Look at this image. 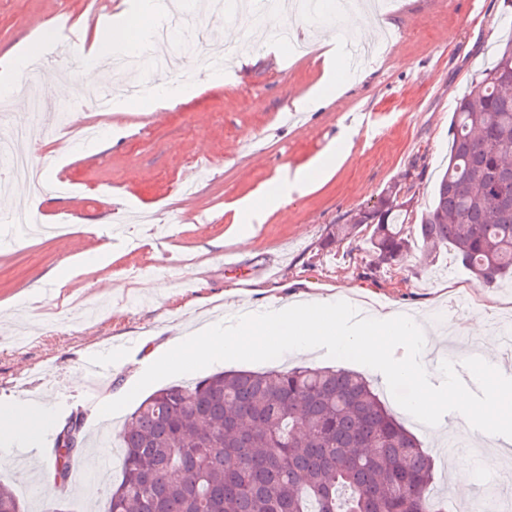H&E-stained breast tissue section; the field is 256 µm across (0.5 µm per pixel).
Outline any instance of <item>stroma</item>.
<instances>
[{"instance_id":"obj_1","label":"stroma","mask_w":512,"mask_h":512,"mask_svg":"<svg viewBox=\"0 0 512 512\" xmlns=\"http://www.w3.org/2000/svg\"><path fill=\"white\" fill-rule=\"evenodd\" d=\"M140 2L0 0V79L12 87L0 115L27 111L22 90L30 72L12 71L11 63L51 20L63 15L87 24L108 9L117 27ZM387 17L396 40L380 47L342 95L297 123L282 115L320 81V48L289 61L285 50L272 54L264 42L240 41L233 65L216 69L209 56L194 58L199 77L175 107L146 112L134 100L113 113L119 136L75 147L35 128L34 162L47 182L66 173L73 191H49L31 205L47 220L78 211L77 232L65 240L25 236L7 223L15 203L0 193V318L12 317L11 329L0 334V407L18 406L17 384L39 374L40 398L59 409L39 432H56L90 399L73 379L93 346L109 349L114 359L108 393L115 399L133 371L150 365L151 348L170 336L305 299H332L344 289L351 301L373 302L370 317L394 310L427 320L421 362L432 384L442 381L443 360L462 363L457 345L467 325L479 326L493 359L503 360L491 326L512 323V280L477 286L447 249L433 261L413 251L377 278L364 274L370 256L362 241L320 251L331 225L349 222L395 184L409 187L412 217L420 219L448 165L457 102L512 32L504 0H395ZM84 65L83 57L72 56L61 93L52 84L58 69L47 65L39 84L48 103L70 105ZM339 140L348 142L350 154L336 173L238 242V202L282 171L307 167ZM230 249L239 254L240 269L225 266ZM151 281L160 287L153 298L144 290ZM17 326L30 331L20 349L10 344ZM356 370L424 442L451 512H467L468 503L454 483L455 468L470 470L478 494L503 466L512 467L500 437L473 430L455 412L424 426L397 404L381 372L361 364ZM41 468L38 461L25 470L0 467V481L12 486L26 512H38L43 502ZM120 478L115 452L103 458L100 472L78 467L70 493L56 501L68 512H106L108 489Z\"/></svg>"}]
</instances>
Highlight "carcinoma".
I'll use <instances>...</instances> for the list:
<instances>
[{
	"label": "carcinoma",
	"mask_w": 512,
	"mask_h": 512,
	"mask_svg": "<svg viewBox=\"0 0 512 512\" xmlns=\"http://www.w3.org/2000/svg\"><path fill=\"white\" fill-rule=\"evenodd\" d=\"M448 167L411 226V199L390 190L331 226L322 242L362 237L368 270L417 248L449 247L483 286L512 275V37L475 75L448 129ZM79 448L56 432L53 469L69 485ZM122 477L108 512H448L421 442L362 374L345 368L231 370L155 391L121 434ZM0 512H22L0 483Z\"/></svg>",
	"instance_id": "obj_1"
}]
</instances>
